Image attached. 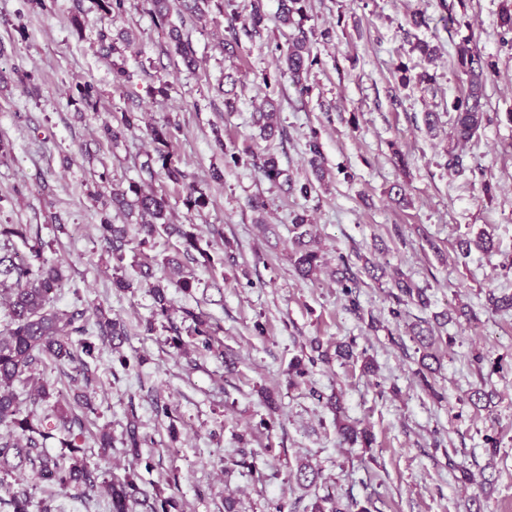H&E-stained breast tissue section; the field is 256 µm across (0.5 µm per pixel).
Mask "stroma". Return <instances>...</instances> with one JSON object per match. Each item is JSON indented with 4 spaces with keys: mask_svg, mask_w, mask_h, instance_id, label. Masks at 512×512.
<instances>
[{
    "mask_svg": "<svg viewBox=\"0 0 512 512\" xmlns=\"http://www.w3.org/2000/svg\"><path fill=\"white\" fill-rule=\"evenodd\" d=\"M250 0H223L206 19L172 13L171 22L191 40L197 66L174 55L154 21L149 0H125L122 12L103 17L97 0H0V224L36 226L45 256L62 264L68 285L57 299L64 311L110 309L129 332L121 351L129 369L102 345L96 363L97 413L91 432L108 429L112 450L91 448L87 460L105 481L137 472L144 486L175 497L181 512H224L225 498L238 512H310L315 498L337 493L369 512H512V312L492 311L487 290L512 293V45L499 26L503 0H308L304 29L320 59L300 91L281 70L279 49L293 30L278 21L281 0H264L262 36L242 35L236 56L225 38L240 30ZM426 11L428 27L408 25ZM129 31V47L114 53L101 34ZM439 48L425 63L413 46ZM492 63L485 83L486 119L469 141L451 135L454 102L467 88L456 66L460 46ZM427 69L428 85L399 86L397 65ZM123 66L128 81L115 80ZM238 80L236 108L227 111L218 86L225 74ZM92 88L93 105L80 97ZM272 99L284 133L266 141L252 113ZM131 111L142 127L118 145L100 138L102 119ZM439 115L428 132L424 115ZM171 119L180 126L174 159L208 198L188 210L183 185L164 174L149 188L166 194L173 221L195 225L210 263H185L198 282L183 293L169 279L164 258L176 237H156L152 248L127 249L115 268L102 249L100 207L92 191L110 195L139 181L153 155L147 123ZM317 134L327 170L325 184L303 198L298 187L311 175L305 143ZM243 150L239 165L216 154L215 138ZM406 156L396 166L394 151ZM272 153L285 178H261L256 158ZM459 164H452V157ZM406 189L407 204L388 191ZM267 202L254 212L255 197ZM307 212L312 235L328 265L317 279H298L289 262L291 215ZM492 238L486 252L458 247L479 234ZM236 266L225 264L226 253ZM363 254L409 275L426 288L428 307L405 306L400 320L389 310L387 285L365 280L359 312H351L329 273L337 255ZM150 264L167 281L176 306L204 312L220 325L224 355H183L163 329L143 324L153 299L138 285ZM133 283L112 286L114 277ZM435 322L453 337L439 347L441 367L424 388L412 323ZM319 340L332 349L355 341L349 360L317 363L305 383L288 380L302 346ZM488 363L476 367L475 353ZM373 358L376 372L362 370ZM234 368L225 369V360ZM494 391L491 404H472L477 388ZM271 390L275 408L264 403ZM338 394L345 416L368 428L371 447L341 443L324 397ZM162 400L172 418L156 417ZM136 417L145 442L139 457L121 441ZM267 428H260V421ZM497 438V453L488 450ZM310 463L316 485L297 484L295 472Z\"/></svg>",
    "mask_w": 512,
    "mask_h": 512,
    "instance_id": "1",
    "label": "stroma"
}]
</instances>
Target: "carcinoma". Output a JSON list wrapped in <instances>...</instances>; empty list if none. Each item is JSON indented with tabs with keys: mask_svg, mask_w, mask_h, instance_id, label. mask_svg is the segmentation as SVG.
<instances>
[{
	"mask_svg": "<svg viewBox=\"0 0 512 512\" xmlns=\"http://www.w3.org/2000/svg\"><path fill=\"white\" fill-rule=\"evenodd\" d=\"M180 10L201 20L210 10L212 0H177ZM151 12L156 22L168 27V36L173 45L174 53L180 57L186 67L195 65V50L191 42L184 38L181 31L169 24L170 0H150ZM306 0H281L279 19L284 25L298 26V33L288 42L285 62L288 73L294 83L302 85L303 75L308 73L318 58L313 55L311 41L306 31L301 28ZM266 27V13L263 0H251V10L246 19L244 30L250 36L261 35ZM457 64L467 76L470 90L466 97L458 100L455 106L456 129L463 139L476 134L483 123L484 111L481 99L486 70L489 63L482 56L468 47H461L457 52ZM140 116L135 112H122L116 118V124L104 122L101 134L114 142L123 138L126 131L139 126ZM254 123L260 128V134L271 139L280 133L279 113L274 111H258L254 113ZM180 129L171 123L154 124L147 128V134L156 145V156L148 157L141 171L154 177V165H159L166 178L180 184L185 181V172L172 160L171 146ZM310 155L309 164L315 173L322 172L321 144L316 136H310L306 144ZM257 167L267 181L275 184L283 176L278 160L268 155L257 163ZM135 200H127L128 194ZM101 200V224L99 230L106 251L112 260L120 264L125 257L126 239L125 225L112 223L109 206L116 208L128 207L129 213H137L138 247H147L154 237L164 232L175 235L179 240L177 253L192 260L200 257L210 262V254L201 245V239L194 232L191 224L170 223V204L166 196L155 192H146L137 182H132L126 189H114L107 199L96 195ZM184 204L190 210H201L207 205L205 193L192 185L187 186ZM296 236L294 248L289 261L297 276L310 279L322 265L321 255L309 247L308 218L305 213H296L291 218ZM21 239L26 248L27 256L19 257L9 249L0 247V297H5V316L0 324V425L9 428L6 435L0 434V473H24L32 471L34 476L51 486L75 491L79 497H87L98 488L106 487L110 499V512H173L177 509L175 500L151 494L137 481V475L128 473L122 478H114L103 485L99 483L97 470L91 468L86 461V449L83 447V434L79 418L73 414L72 408L60 400L52 405L46 402L52 398L49 386L37 382V374L47 364L57 367L72 366L83 381V387L74 397L76 406L86 412L97 411L95 405L96 378L92 370L100 356V347L95 341L86 338L88 334L85 311L74 310L63 312L56 305L58 291L65 280L63 266L51 263L44 256V248L39 233L32 232L29 224H0V239L7 241L12 238ZM336 284L349 303L350 310L360 311L358 296L363 281L352 271L349 259L338 257ZM165 263L172 273L179 276L178 286L185 293H191L196 281L183 275L182 262L167 259ZM140 276L147 282L149 293L154 302L153 318L146 321L145 331L156 330V319L168 324L171 332V347L180 350L191 345L197 353L213 352V340L219 327L201 312L174 307L168 296L167 287L161 281H153L151 270L140 271ZM391 293L396 307L391 309L396 320L402 317L401 306L409 304L425 308L429 304L426 289L417 286L411 278L401 272L391 279ZM182 313V321L190 322L188 331L191 341L183 340L180 327L175 323V315ZM95 335L106 339L112 344V351L118 354L117 361L127 370L130 362L120 354L127 331L124 324L112 318L102 309H96ZM316 355L297 357L290 366L289 374L294 378L306 380L310 368L317 361L328 362L331 359L328 351L321 349L320 343L311 346ZM336 415V429L345 443H359L369 448L373 444L372 435L365 429H358L340 416L339 402L331 404ZM58 439L59 444L68 450V463L60 462L51 457L46 448L50 439ZM125 443L133 457L139 456L142 440L138 432L135 418L128 419ZM8 505L11 512H51L52 506L47 501L35 505L29 487L22 484L17 488H7ZM357 503H342L338 496L318 497L311 506V512H353Z\"/></svg>",
	"mask_w": 512,
	"mask_h": 512,
	"instance_id": "1",
	"label": "carcinoma"
}]
</instances>
